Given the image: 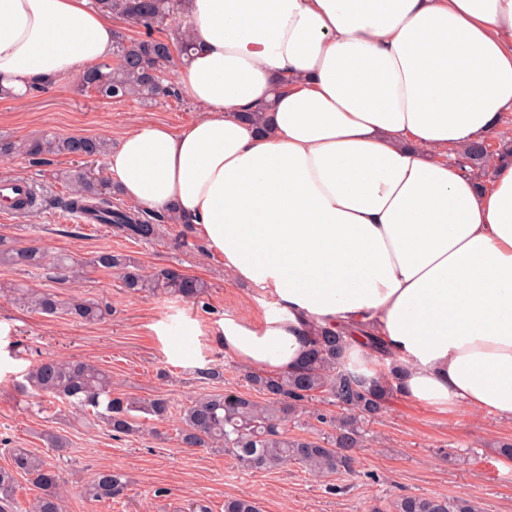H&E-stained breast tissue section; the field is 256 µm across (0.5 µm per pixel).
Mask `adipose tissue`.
Listing matches in <instances>:
<instances>
[{"instance_id": "obj_1", "label": "adipose tissue", "mask_w": 512, "mask_h": 512, "mask_svg": "<svg viewBox=\"0 0 512 512\" xmlns=\"http://www.w3.org/2000/svg\"><path fill=\"white\" fill-rule=\"evenodd\" d=\"M184 28L199 116L136 124L105 169L267 298L211 328L225 353L289 372L344 328L359 373L401 366L405 398L512 423V165L481 188L453 155L512 112V0H190ZM113 35L89 0H0V81L79 73Z\"/></svg>"}]
</instances>
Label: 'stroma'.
Listing matches in <instances>:
<instances>
[{"instance_id": "35a3bbf8", "label": "stroma", "mask_w": 512, "mask_h": 512, "mask_svg": "<svg viewBox=\"0 0 512 512\" xmlns=\"http://www.w3.org/2000/svg\"><path fill=\"white\" fill-rule=\"evenodd\" d=\"M197 116L183 96L151 107L132 99H99L80 92L71 76L17 100L0 99V134L22 140L46 133L80 135L104 140L113 149L138 121L177 130ZM68 165L62 156L0 159V174L28 179L39 198L33 213L0 214L1 237L87 260L112 250L134 258L144 272L172 268L203 279L209 288L200 301L185 302L166 294H130L109 272L51 281L35 269L0 265V466L8 465L6 450L13 447L29 449L59 469L66 480L64 512H191L199 500L211 512H224L225 499L239 495L252 498L260 512H369L371 505L413 494L464 496L482 512H512V463L495 450L497 442L512 440V424L441 412L401 396L384 414L365 421L369 445L357 449L354 472L329 477L298 464L247 471L223 450L181 447L174 416L146 422L139 434L115 440L104 426L85 425L78 412L60 403L33 414L30 399L16 391L15 383L41 355L96 364L111 372L116 392L162 395L177 406L211 390L199 375L203 368H221L225 386L241 387L243 365L225 354L208 329L227 314L262 313L253 289L226 276L223 262L175 246L181 225H171L162 243L132 241L104 224L74 231L73 217L57 205L65 188L56 174ZM16 283L48 289L64 300L97 301L107 314L97 323H78L31 313L13 302L8 288ZM158 323L188 348L192 361L170 355L153 330ZM48 427L66 437L67 448L44 445L39 433ZM106 467L128 476L125 494L104 502L84 499L81 487Z\"/></svg>"}]
</instances>
